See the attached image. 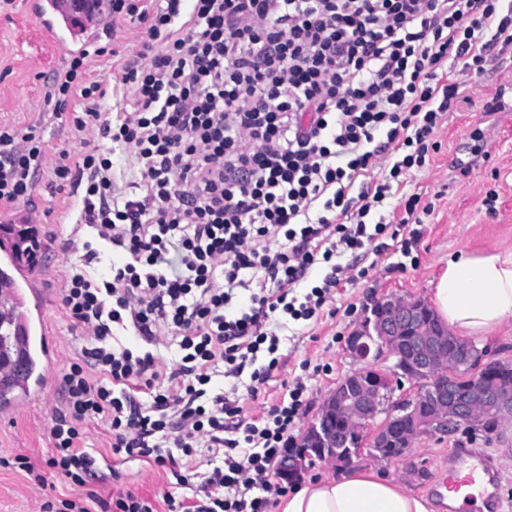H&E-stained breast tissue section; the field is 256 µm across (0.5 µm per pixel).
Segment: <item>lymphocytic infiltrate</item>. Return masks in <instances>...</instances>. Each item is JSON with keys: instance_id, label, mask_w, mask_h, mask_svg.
I'll return each mask as SVG.
<instances>
[{"instance_id": "f902f5d3", "label": "lymphocytic infiltrate", "mask_w": 512, "mask_h": 512, "mask_svg": "<svg viewBox=\"0 0 512 512\" xmlns=\"http://www.w3.org/2000/svg\"><path fill=\"white\" fill-rule=\"evenodd\" d=\"M112 0L115 21H141L140 62L116 78L134 111L98 112L101 85L83 57L51 82L47 99H81L77 131L95 129L139 164L123 192L109 155L72 159L35 132L0 127V207L29 199L47 154L52 174L81 195V223L125 254L108 278L87 249L69 272L62 305L85 334L81 362L63 377V408L42 466L17 457L39 486L59 475L83 487L94 460L88 422L108 418L112 453L138 456L187 477L182 460L220 448L201 496L164 492L167 512H274L296 481L280 464L307 401L296 382L287 401L250 424L237 420L236 391L210 392L216 373L246 379L257 396L278 364L279 332L317 318L341 283H354L345 254L371 248L408 254L407 231L430 214L420 195L396 223L378 212L393 185L423 168L431 137L456 104L465 74L482 73L491 43L512 40L503 0ZM397 158L384 167L383 153ZM324 271L307 284L310 269ZM140 337V346L121 333ZM177 368L152 348L161 333Z\"/></svg>"}]
</instances>
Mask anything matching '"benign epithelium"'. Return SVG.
I'll return each mask as SVG.
<instances>
[{
    "label": "benign epithelium",
    "instance_id": "7a95c632",
    "mask_svg": "<svg viewBox=\"0 0 512 512\" xmlns=\"http://www.w3.org/2000/svg\"><path fill=\"white\" fill-rule=\"evenodd\" d=\"M360 326L347 336L345 351L360 368L343 376L306 425L298 454L288 459L286 474L298 476L316 461L350 467L368 453H377L398 437L414 445L427 433L473 428L488 415L512 420V380L496 375L507 361L487 351L469 354L473 342L456 338L448 343V326L431 315L420 298L391 293L370 300ZM392 357L390 372L375 368ZM470 358V371L457 378L459 360ZM407 380L417 390L394 405L389 395ZM384 419L373 427L379 415Z\"/></svg>",
    "mask_w": 512,
    "mask_h": 512
}]
</instances>
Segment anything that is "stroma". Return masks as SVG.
Masks as SVG:
<instances>
[{"instance_id":"obj_1","label":"stroma","mask_w":512,"mask_h":512,"mask_svg":"<svg viewBox=\"0 0 512 512\" xmlns=\"http://www.w3.org/2000/svg\"><path fill=\"white\" fill-rule=\"evenodd\" d=\"M28 2L0 4V125L36 127L51 147L75 158L94 146L109 148V140L98 132H77L45 106V77L64 69L69 56L36 23ZM146 38L147 26L140 22H121L114 32L98 36V50L88 55L87 67L104 90L97 101L99 112L133 111L130 93L112 74L118 61L136 60ZM460 82L467 103L447 113L433 135L438 151L429 164L413 171L394 190L387 209L388 214L399 216L403 200L414 193L434 205L418 227L410 256L389 252L376 257L363 279L337 288L317 321L282 339L279 366L258 396L239 390L240 421L247 423L261 416L268 405L286 397L292 382L300 378L309 396L291 434L301 437L306 421L315 415L325 395L354 367L344 339L355 328L366 302L390 293L430 299L450 253L460 249L512 250V42H498L484 72L461 77ZM495 98L504 99L505 110L485 111V103ZM477 129L485 136L480 149L471 137ZM50 182L48 170H41L29 201L0 212L2 221H28L38 229L43 248L36 268L48 298L54 339L53 364L42 392L0 410V512H42L49 497L81 499L89 512H101L99 499L119 489L155 500L169 490L177 498L192 501L194 487L169 488L166 476L153 466L113 456L112 432L104 419L90 423L86 430L84 449L94 458L97 473L87 487L57 478L52 489L44 491L13 465L19 455L36 465L51 455L50 430L54 413L62 406V378L77 361L83 345L80 332L73 329L62 306L66 274L79 264L87 241L101 252L100 261L88 269L92 277L109 276L113 262L120 259L93 228L79 223L80 200L74 188L57 191ZM489 195L496 198L491 210L484 205ZM456 448H476L495 457L496 481L483 505L491 507L498 498L503 503L501 512H512V421L491 429L480 426L468 432L423 435L409 452L378 468L414 495L427 499L432 512H454L430 486L447 470L450 453ZM91 491L97 493V501L88 500Z\"/></svg>"}]
</instances>
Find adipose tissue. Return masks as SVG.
<instances>
[{
    "label": "adipose tissue",
    "instance_id": "1",
    "mask_svg": "<svg viewBox=\"0 0 512 512\" xmlns=\"http://www.w3.org/2000/svg\"><path fill=\"white\" fill-rule=\"evenodd\" d=\"M435 310L451 330L480 336L512 318V251L449 254L433 290ZM281 512H431L426 499L377 471L307 482L280 504Z\"/></svg>",
    "mask_w": 512,
    "mask_h": 512
}]
</instances>
